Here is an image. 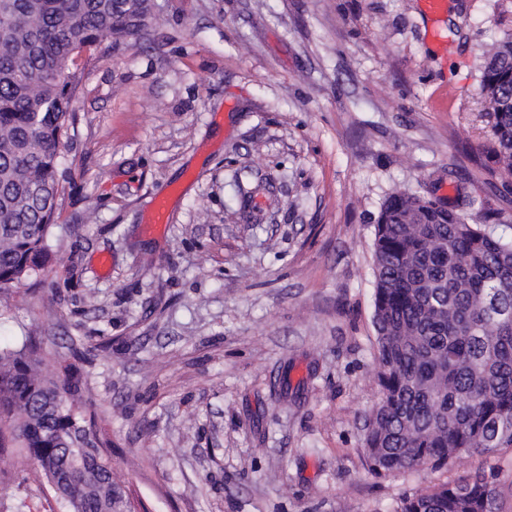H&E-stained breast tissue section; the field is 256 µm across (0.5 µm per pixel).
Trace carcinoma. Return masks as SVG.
I'll use <instances>...</instances> for the list:
<instances>
[{
	"instance_id": "obj_1",
	"label": "carcinoma",
	"mask_w": 512,
	"mask_h": 512,
	"mask_svg": "<svg viewBox=\"0 0 512 512\" xmlns=\"http://www.w3.org/2000/svg\"><path fill=\"white\" fill-rule=\"evenodd\" d=\"M151 13L150 0H0V283L36 280L63 190L62 147L83 80L78 60L119 49ZM111 43L99 49L100 38ZM480 101L490 138L487 174L512 180V28L484 47ZM395 189L374 224L373 276L381 397L362 436L366 465L389 477L444 468L512 447V225ZM40 337L0 346V474L22 454L51 480L64 448L76 464L112 469L71 363L43 372ZM493 477L475 472L404 498L396 512H501ZM68 512H136L132 492L87 478L61 499Z\"/></svg>"
}]
</instances>
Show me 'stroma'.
<instances>
[{"instance_id":"1","label":"stroma","mask_w":512,"mask_h":512,"mask_svg":"<svg viewBox=\"0 0 512 512\" xmlns=\"http://www.w3.org/2000/svg\"><path fill=\"white\" fill-rule=\"evenodd\" d=\"M146 26L86 67L52 262L8 291L0 340L80 366L112 480L148 512H396L493 472L512 512V448L373 476L372 239L400 188L512 224L463 154L489 135L479 45L492 0H153ZM179 194L164 232L143 218ZM257 189L262 208L242 194ZM151 267H144V258ZM290 370L292 389L278 379ZM0 512H61L32 463Z\"/></svg>"}]
</instances>
